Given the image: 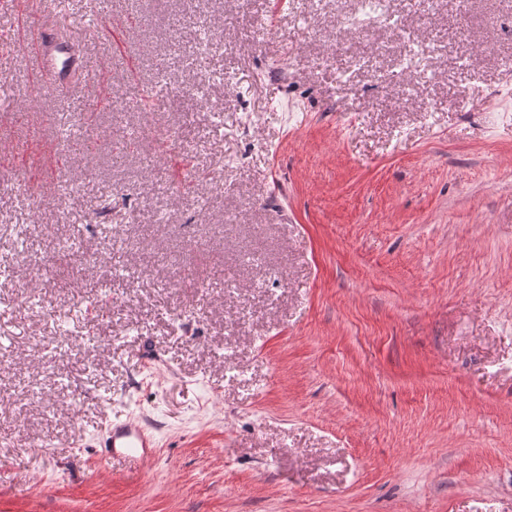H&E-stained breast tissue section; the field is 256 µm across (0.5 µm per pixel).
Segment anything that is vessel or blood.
I'll use <instances>...</instances> for the list:
<instances>
[{"mask_svg":"<svg viewBox=\"0 0 512 512\" xmlns=\"http://www.w3.org/2000/svg\"><path fill=\"white\" fill-rule=\"evenodd\" d=\"M73 40V33L62 30L55 13L49 12L40 24L26 29L17 43L35 55L40 68L54 71L59 82L65 84L82 67L72 50ZM98 443V460L105 467L117 458L142 463L154 458L158 450L154 435L133 421L112 422Z\"/></svg>","mask_w":512,"mask_h":512,"instance_id":"vessel-or-blood-1","label":"vessel or blood"}]
</instances>
